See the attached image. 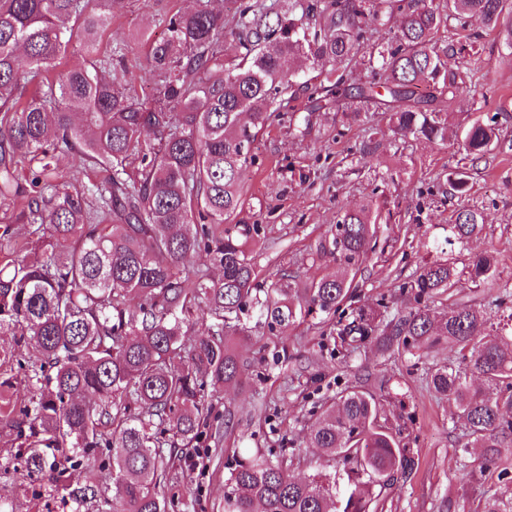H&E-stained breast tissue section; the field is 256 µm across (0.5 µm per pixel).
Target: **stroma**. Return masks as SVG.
Segmentation results:
<instances>
[{"instance_id":"stroma-1","label":"stroma","mask_w":512,"mask_h":512,"mask_svg":"<svg viewBox=\"0 0 512 512\" xmlns=\"http://www.w3.org/2000/svg\"><path fill=\"white\" fill-rule=\"evenodd\" d=\"M192 0H97L98 12L110 20L100 34L101 51L123 49L127 79L137 96L150 94L153 75L147 61V40L165 37L163 21L191 7ZM469 31L482 32L478 54L456 56L454 67L463 82L481 80L490 101L499 107V145L485 158L467 163L470 185L462 197H449L447 177L462 156L461 132L482 116V102L470 93L458 96L448 113L447 142H431L410 134L387 133L388 117L372 118L386 134L376 151L357 160L355 148L364 133L359 124L335 109L311 112L304 93L283 102L279 114L255 143L258 159L244 182L245 206L238 220L261 227L250 238L261 283L292 277L298 284L334 273L328 247L341 210L371 206L396 213L397 223L377 226V243L354 278L351 298L333 314L299 311L287 329L270 328L255 307L238 315L208 314L211 330L238 324L246 338H234L243 383L207 392L210 423L220 438L203 435L193 448L172 451L174 477L167 496L174 512H224V491L236 454L260 450L305 479L315 473L343 476L344 464L310 447L307 436L317 417L334 406L342 393L365 389L381 400L380 418L401 433L416 465L395 475L380 491L376 512H478L483 497L501 491L498 469L481 468L475 457L460 456L465 430L456 408L430 385L435 369L455 363L447 346L417 349L419 363L409 369L406 358L383 350L377 341L354 346L339 329L359 310L386 305V318L405 313L409 302L400 285L424 263L448 260L456 267L488 251L497 260L494 285L472 287L461 280L451 292L433 297L436 317L447 316L466 302L498 324L512 308V53L498 31L471 19ZM478 206L482 232L465 243L440 250L455 209ZM507 295V305L492 300ZM20 360L18 368L0 366V512H72L65 497L69 485L84 483L97 470L94 460L66 465L61 486L28 475L17 457L11 422L28 396L24 365L36 363L33 344L12 333L0 335V357Z\"/></svg>"}]
</instances>
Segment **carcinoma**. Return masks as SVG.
I'll list each match as a JSON object with an SVG mask.
<instances>
[{
    "label": "carcinoma",
    "instance_id": "1",
    "mask_svg": "<svg viewBox=\"0 0 512 512\" xmlns=\"http://www.w3.org/2000/svg\"><path fill=\"white\" fill-rule=\"evenodd\" d=\"M281 2L234 0L229 16L212 0H195L191 11L170 16L167 38L148 54L155 91L141 99L99 73L109 63L97 55L106 18L88 0H0V205L10 211L0 238L10 240L11 225L23 224L42 247L35 259L0 248V332L30 337L42 356L13 430L27 472L51 486L60 478V449H112L113 512H168L160 448L199 442L206 389L241 382L228 334L200 330L186 344L172 310L202 303L230 315L256 305L269 325L286 329L301 303L309 312L338 311L353 283L349 272L373 248L380 214L339 213L331 254L340 271L303 288L281 279L257 296L246 239L259 228L231 217L244 205L252 145L292 88L283 61L328 70L304 85L311 111L331 103L362 123L365 158L377 149L379 131L363 103L390 113L396 134L448 139V108L464 91L448 63L457 36L448 17L458 29L472 17L503 27L512 48V0H448L446 13L435 0H288L286 10ZM390 22L391 36L379 38ZM75 41L89 64L48 79ZM365 47L371 78L352 87L348 66ZM27 74L41 85L25 99ZM497 139L495 116L486 115L463 131L462 146L477 160ZM60 153L77 154L107 176L77 188L57 168ZM483 224L478 208L460 209L446 241L462 243ZM496 274L486 254L466 272L445 261L425 264L401 285L415 303L406 315L383 325L377 312L361 309L340 330L354 342L380 336L400 354L448 345L460 365L437 369L430 384L455 404L466 426L462 451H478L485 469L499 467L512 448V343L481 333L486 318L475 307L460 303L437 320L428 301L464 275L480 288ZM131 296L141 299L138 325L126 317ZM469 373L487 389L471 388ZM87 394L97 401H85ZM379 414L374 396L351 390L317 419L312 447L349 466L343 486L327 477L297 480L257 451L235 461L224 512H369L374 488L415 466ZM499 478L504 490L486 497L481 512H512L508 471ZM99 495L93 477L68 491L78 508Z\"/></svg>",
    "mask_w": 512,
    "mask_h": 512
}]
</instances>
